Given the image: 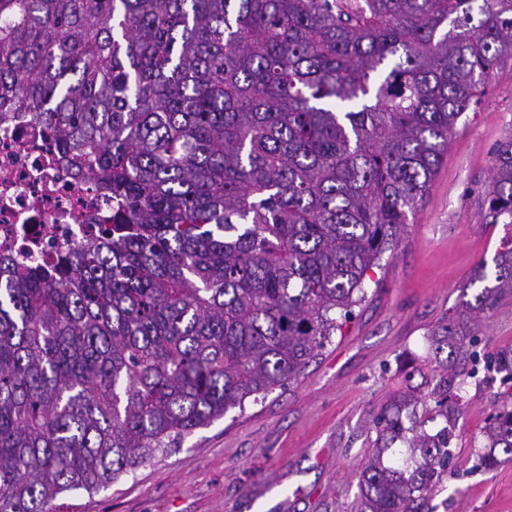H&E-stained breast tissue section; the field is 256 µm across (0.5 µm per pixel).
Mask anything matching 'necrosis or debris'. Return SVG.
<instances>
[{
    "mask_svg": "<svg viewBox=\"0 0 512 512\" xmlns=\"http://www.w3.org/2000/svg\"><path fill=\"white\" fill-rule=\"evenodd\" d=\"M112 210L76 177L26 112L0 119V255L53 262L80 248Z\"/></svg>",
    "mask_w": 512,
    "mask_h": 512,
    "instance_id": "4bbe7bcc",
    "label": "necrosis or debris"
}]
</instances>
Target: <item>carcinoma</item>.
<instances>
[{
    "label": "carcinoma",
    "mask_w": 512,
    "mask_h": 512,
    "mask_svg": "<svg viewBox=\"0 0 512 512\" xmlns=\"http://www.w3.org/2000/svg\"><path fill=\"white\" fill-rule=\"evenodd\" d=\"M509 52L512 0H0V109L116 206L52 266L0 258V512L95 492L296 380ZM484 202L512 224V138ZM464 289L427 393L382 409L361 512H432L512 250ZM486 369L512 380V350ZM484 437V468L512 459L511 405Z\"/></svg>",
    "instance_id": "carcinoma-1"
}]
</instances>
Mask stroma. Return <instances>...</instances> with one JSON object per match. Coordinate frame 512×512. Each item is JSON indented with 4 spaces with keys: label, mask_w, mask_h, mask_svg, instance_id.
I'll use <instances>...</instances> for the list:
<instances>
[{
    "label": "stroma",
    "mask_w": 512,
    "mask_h": 512,
    "mask_svg": "<svg viewBox=\"0 0 512 512\" xmlns=\"http://www.w3.org/2000/svg\"><path fill=\"white\" fill-rule=\"evenodd\" d=\"M512 136V54L461 118L422 205L379 267L367 300L316 362L285 390L230 411L166 454L98 492L66 493L54 512H358L357 474L376 438L375 419L404 387L399 357L427 353L428 332L457 317L474 271L512 250V225L484 220L494 151ZM478 352L512 349V297L475 326ZM448 482L435 512H512V461L486 471L484 428L512 383L485 369L464 378Z\"/></svg>",
    "instance_id": "obj_1"
}]
</instances>
